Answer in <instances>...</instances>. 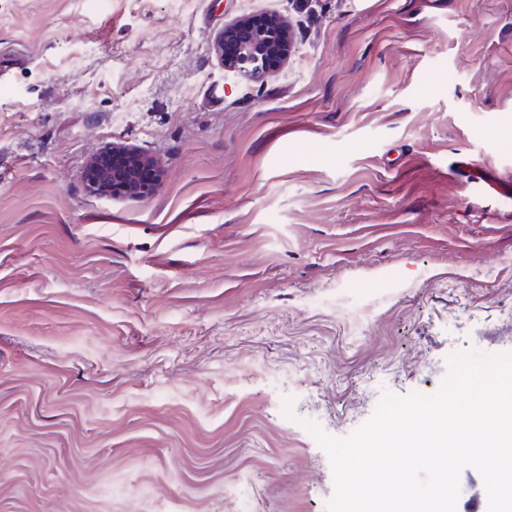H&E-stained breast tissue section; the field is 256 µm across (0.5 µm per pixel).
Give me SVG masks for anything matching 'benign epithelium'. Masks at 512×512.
Returning <instances> with one entry per match:
<instances>
[{
	"instance_id": "7a95c632",
	"label": "benign epithelium",
	"mask_w": 512,
	"mask_h": 512,
	"mask_svg": "<svg viewBox=\"0 0 512 512\" xmlns=\"http://www.w3.org/2000/svg\"><path fill=\"white\" fill-rule=\"evenodd\" d=\"M224 70L242 82L262 81L277 75L291 52L288 26L275 15L243 17L224 29L216 43ZM87 191L104 196L143 197L156 190L162 170L140 152L122 148L95 156L84 174Z\"/></svg>"
}]
</instances>
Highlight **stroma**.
<instances>
[{"mask_svg": "<svg viewBox=\"0 0 512 512\" xmlns=\"http://www.w3.org/2000/svg\"><path fill=\"white\" fill-rule=\"evenodd\" d=\"M246 13L290 27L263 83L213 50ZM113 145L155 193L86 190ZM486 178L512 0H0V512H326L306 422L512 354Z\"/></svg>", "mask_w": 512, "mask_h": 512, "instance_id": "35a3bbf8", "label": "stroma"}]
</instances>
